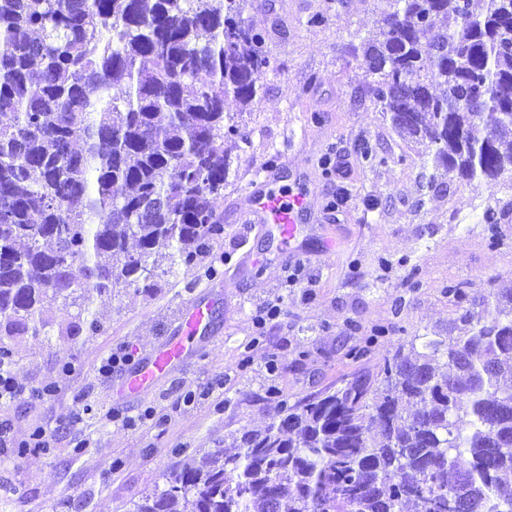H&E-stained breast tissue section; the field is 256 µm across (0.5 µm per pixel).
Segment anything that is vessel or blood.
<instances>
[{
    "instance_id": "obj_1",
    "label": "vessel or blood",
    "mask_w": 512,
    "mask_h": 512,
    "mask_svg": "<svg viewBox=\"0 0 512 512\" xmlns=\"http://www.w3.org/2000/svg\"><path fill=\"white\" fill-rule=\"evenodd\" d=\"M243 199L239 221L275 225L281 251L293 254L296 242L308 229L311 201L307 193L281 184L279 171L273 168L251 182ZM212 320L210 303L197 297L189 300L178 318L176 336L149 351L122 377L120 398L137 396L157 378L169 375L179 362L198 356L197 339L210 329Z\"/></svg>"
}]
</instances>
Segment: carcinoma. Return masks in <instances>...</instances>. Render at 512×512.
<instances>
[{
    "label": "carcinoma",
    "instance_id": "obj_1",
    "mask_svg": "<svg viewBox=\"0 0 512 512\" xmlns=\"http://www.w3.org/2000/svg\"><path fill=\"white\" fill-rule=\"evenodd\" d=\"M385 2L349 50L392 128L440 176L512 179V0ZM263 44L244 0H0V367L4 337L51 336L45 306L82 300L67 335L94 332V295L224 233L226 103L256 99ZM449 330L186 459L131 512H420L450 491L512 512V293Z\"/></svg>",
    "mask_w": 512,
    "mask_h": 512
}]
</instances>
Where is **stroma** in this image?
Here are the masks:
<instances>
[{"instance_id":"obj_1","label":"stroma","mask_w":512,"mask_h":512,"mask_svg":"<svg viewBox=\"0 0 512 512\" xmlns=\"http://www.w3.org/2000/svg\"><path fill=\"white\" fill-rule=\"evenodd\" d=\"M385 0H248L270 63L262 93L237 120L243 142L217 203L224 235L197 266L116 298H96L97 334L15 336L23 394L0 405V512H129L141 492L180 469L185 455L223 447L225 435L263 426L280 401L376 373L414 336L447 334L459 303L512 288V182L474 189L430 182L422 145L394 131L368 92L363 58L348 45L370 31ZM383 162L370 164L362 146ZM345 147L346 169L327 179L322 158ZM289 160L285 184L313 201V233L299 241L309 287L287 285L272 227L236 221L244 189ZM507 208L497 244L486 205ZM284 312L264 329L256 308L273 296ZM215 300L202 356L147 395L117 399L110 353L140 359L173 335L192 297ZM377 335L371 353L348 356ZM274 369H267V362ZM46 430L50 445L31 436Z\"/></svg>"}]
</instances>
